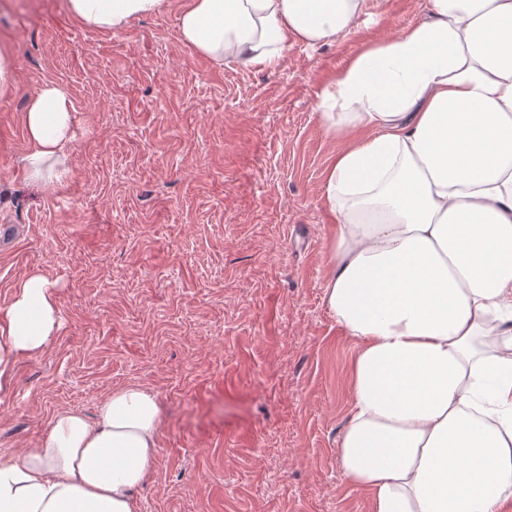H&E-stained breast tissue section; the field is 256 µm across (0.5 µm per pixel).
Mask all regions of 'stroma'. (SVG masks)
Here are the masks:
<instances>
[{"label": "stroma", "mask_w": 512, "mask_h": 512, "mask_svg": "<svg viewBox=\"0 0 512 512\" xmlns=\"http://www.w3.org/2000/svg\"><path fill=\"white\" fill-rule=\"evenodd\" d=\"M186 2L103 30L66 0H0L17 63L0 95V306L38 269L62 316L0 387V452L137 385L162 408L140 512H370L338 457L354 346L323 301L342 141L319 112L337 73L429 0H368L274 69L184 44ZM48 81L79 119L53 191L22 164L23 112Z\"/></svg>", "instance_id": "stroma-1"}]
</instances>
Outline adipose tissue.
I'll return each instance as SVG.
<instances>
[{"label": "adipose tissue", "instance_id": "1", "mask_svg": "<svg viewBox=\"0 0 512 512\" xmlns=\"http://www.w3.org/2000/svg\"><path fill=\"white\" fill-rule=\"evenodd\" d=\"M161 0H67L109 29ZM366 0H190L181 40L277 66L289 38L348 30ZM321 112L359 137L327 176L336 219L324 301L355 346L342 472L371 512H512V0H431L424 22L340 72ZM67 90L42 85L23 114L24 167L44 176L74 140ZM61 313L35 270L0 307V376L44 350ZM161 408L112 390L95 420L58 413L35 447L0 454V512H139Z\"/></svg>", "mask_w": 512, "mask_h": 512}]
</instances>
